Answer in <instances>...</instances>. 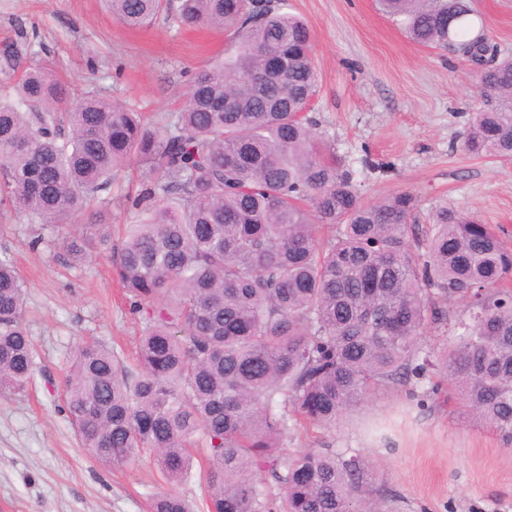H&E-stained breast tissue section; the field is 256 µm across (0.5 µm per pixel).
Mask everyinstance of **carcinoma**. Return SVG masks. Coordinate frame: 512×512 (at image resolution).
I'll use <instances>...</instances> for the list:
<instances>
[{
    "instance_id": "1",
    "label": "carcinoma",
    "mask_w": 512,
    "mask_h": 512,
    "mask_svg": "<svg viewBox=\"0 0 512 512\" xmlns=\"http://www.w3.org/2000/svg\"><path fill=\"white\" fill-rule=\"evenodd\" d=\"M120 24L174 13L220 27L234 49L194 74L158 125L93 91L75 94L35 59L0 101V204L71 230L56 260L103 248L142 324L130 371L96 341L75 346L64 406L107 466L144 453L171 489L150 512H193L174 491L206 449L204 512H390L358 454L283 456L299 429L338 424L373 397L421 380L512 445V249L455 208L414 223L409 192L362 198L355 172L308 115L319 78L305 22L265 0H105ZM407 37L480 67L499 55L470 0H377ZM467 151L512 160V56L479 72ZM69 128L68 136L61 128ZM143 183L112 243L88 213L121 172ZM27 285L0 255V394L26 391L34 354ZM444 330L431 344L424 332Z\"/></svg>"
}]
</instances>
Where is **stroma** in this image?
Instances as JSON below:
<instances>
[{"label": "stroma", "mask_w": 512, "mask_h": 512, "mask_svg": "<svg viewBox=\"0 0 512 512\" xmlns=\"http://www.w3.org/2000/svg\"><path fill=\"white\" fill-rule=\"evenodd\" d=\"M308 24L320 92L313 116L352 167L365 200L401 191L417 199L418 224L454 207L501 226L512 242V161L467 152L462 132L476 106L477 74L461 57L411 42L374 0H287ZM502 54H512V0H472ZM0 95L32 59L52 61L72 87L91 88L161 122L174 117L194 72L222 56L227 32L179 28L160 15L147 28L113 20L101 0H0ZM44 244H37V237ZM51 231L0 207V253L27 283L25 327L35 374L21 394H0V512H148L163 483L152 457L107 467L75 435L61 377L78 340L95 339L132 363L138 318L106 254L62 267ZM391 424L389 445L365 435ZM329 446L366 457L380 471L395 512H512V446L440 396L427 405L399 388L369 399L358 416L289 439L284 453Z\"/></svg>", "instance_id": "stroma-1"}]
</instances>
